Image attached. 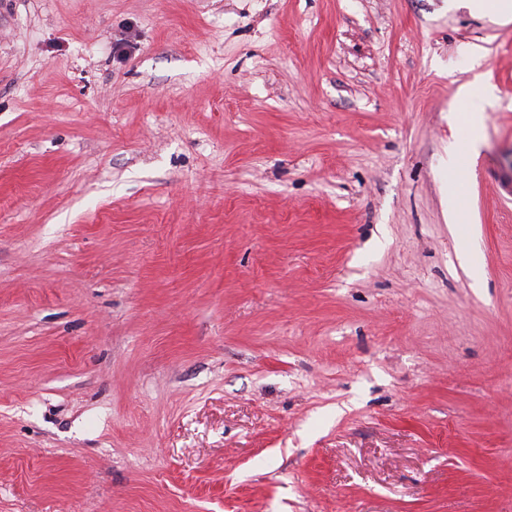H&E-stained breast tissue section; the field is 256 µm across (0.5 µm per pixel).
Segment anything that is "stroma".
Here are the masks:
<instances>
[{
    "mask_svg": "<svg viewBox=\"0 0 512 512\" xmlns=\"http://www.w3.org/2000/svg\"><path fill=\"white\" fill-rule=\"evenodd\" d=\"M511 178L512 22L0 0V512H512Z\"/></svg>",
    "mask_w": 512,
    "mask_h": 512,
    "instance_id": "obj_1",
    "label": "stroma"
}]
</instances>
